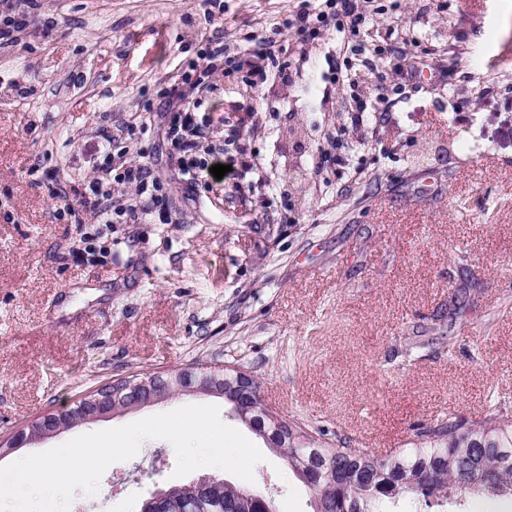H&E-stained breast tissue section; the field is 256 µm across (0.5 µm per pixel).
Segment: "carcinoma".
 <instances>
[{
    "label": "carcinoma",
    "mask_w": 512,
    "mask_h": 512,
    "mask_svg": "<svg viewBox=\"0 0 512 512\" xmlns=\"http://www.w3.org/2000/svg\"><path fill=\"white\" fill-rule=\"evenodd\" d=\"M224 387V402L288 464L314 497L313 512H376L384 499L452 492L512 496V415L494 406L489 416L462 422L452 416L416 433L410 447L379 456L366 448L335 447L309 428L265 413L259 386L238 364L200 365L162 374L165 403L190 387ZM221 480L207 495L179 487L178 512H275L272 499Z\"/></svg>",
    "instance_id": "cac0c4a2"
}]
</instances>
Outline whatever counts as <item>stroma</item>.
<instances>
[{
  "label": "stroma",
  "mask_w": 512,
  "mask_h": 512,
  "mask_svg": "<svg viewBox=\"0 0 512 512\" xmlns=\"http://www.w3.org/2000/svg\"><path fill=\"white\" fill-rule=\"evenodd\" d=\"M38 2L0 0V19L29 15L19 43L0 47V436L127 373L197 363L241 364L283 418L379 453L441 417L512 409V0H375L360 43L418 75L360 70L348 84L328 70L334 33L297 46L278 33L300 0ZM215 33L235 52L277 37L292 78L256 88L212 74L196 110L228 150H199L190 182L166 104ZM358 101L380 117L356 130ZM135 112L146 121L125 131ZM121 159L152 168L146 193L163 208L72 223L52 187L84 191ZM245 160L266 180L210 172ZM462 290L473 307L449 314ZM417 337L424 347L408 350ZM162 411L82 424L0 465ZM264 456L250 489L277 512H313L308 487ZM175 467L168 441L145 440L70 512H139ZM381 509L512 512V499Z\"/></svg>",
  "instance_id": "35a3bbf8"
}]
</instances>
